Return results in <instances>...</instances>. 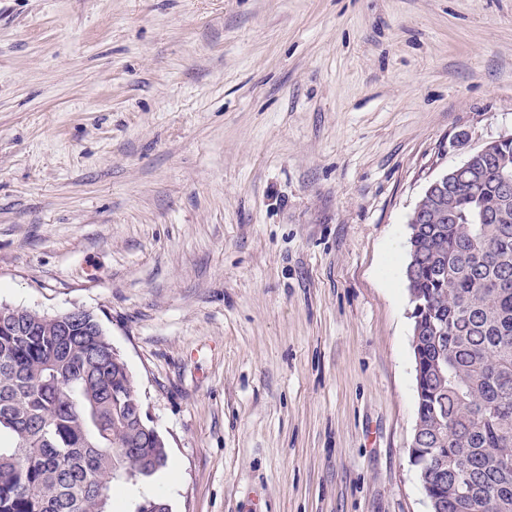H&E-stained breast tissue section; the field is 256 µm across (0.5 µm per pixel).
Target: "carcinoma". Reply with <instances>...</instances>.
<instances>
[{"label": "carcinoma", "instance_id": "obj_1", "mask_svg": "<svg viewBox=\"0 0 512 512\" xmlns=\"http://www.w3.org/2000/svg\"><path fill=\"white\" fill-rule=\"evenodd\" d=\"M483 167L409 240L407 287L422 304L413 464L437 512H512V195ZM128 378L99 329L28 309L0 320V512H114L113 482L167 466V449L112 404ZM438 456L465 470V497L438 485Z\"/></svg>", "mask_w": 512, "mask_h": 512}]
</instances>
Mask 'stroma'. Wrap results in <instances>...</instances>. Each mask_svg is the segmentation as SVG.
Returning a JSON list of instances; mask_svg holds the SVG:
<instances>
[{"label": "stroma", "mask_w": 512, "mask_h": 512, "mask_svg": "<svg viewBox=\"0 0 512 512\" xmlns=\"http://www.w3.org/2000/svg\"><path fill=\"white\" fill-rule=\"evenodd\" d=\"M512 134V0H0V303L97 317L174 482L117 512H430L404 268Z\"/></svg>", "instance_id": "stroma-1"}]
</instances>
